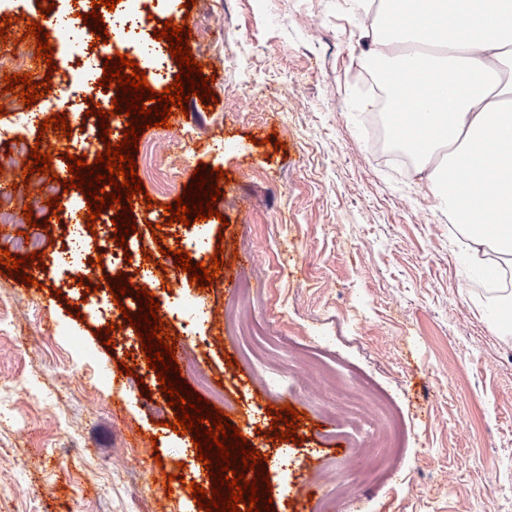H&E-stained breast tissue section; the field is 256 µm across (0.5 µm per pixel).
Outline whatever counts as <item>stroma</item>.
<instances>
[{"label": "stroma", "mask_w": 512, "mask_h": 512, "mask_svg": "<svg viewBox=\"0 0 512 512\" xmlns=\"http://www.w3.org/2000/svg\"><path fill=\"white\" fill-rule=\"evenodd\" d=\"M148 3L158 18L190 29L215 98L190 97L182 124L139 138L137 175L156 204L134 210L127 245L152 271L171 333L193 341L197 360L224 374L216 390L185 383L265 456L270 512H295L322 465L350 480L348 449L367 440L340 422L321 428L319 407L337 396L305 394L293 366L302 349L340 380L383 390L404 421L400 465L338 512H512V339L484 313L487 282L455 245L425 183L374 153L359 70L368 40L345 0ZM51 80L32 110L4 113L0 128L31 145L39 129L28 112L70 113L62 71ZM248 97L253 107L242 106ZM259 131L269 143H253ZM153 140L179 171L163 193L145 159ZM203 166L231 178L217 199L221 221L167 224L164 205ZM27 205L32 219L49 222L40 245L54 255L60 219L47 204L0 190V208L15 211L22 232ZM197 231L205 254L220 248L225 263L243 257L248 270L271 275L268 300L253 303L251 315L262 325L267 308L280 311L279 331L266 339L278 370L249 359L231 330L215 339L213 325L230 304L223 292L187 281L162 288L161 272L144 261L147 251L189 249ZM85 274L82 266L51 267L35 286L0 274V512H201L190 486L210 488L209 471L190 435L169 428L173 409L154 412L163 399L157 377L140 383L121 374L120 362L137 368L143 353L97 337L106 321L71 286ZM187 295L201 299L191 321L178 315ZM236 368L251 373L260 405L237 392ZM286 404L302 416L283 463L266 436L267 408ZM132 419L140 433L128 431ZM160 466L184 476L167 493L151 479Z\"/></svg>", "instance_id": "1"}]
</instances>
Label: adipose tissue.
I'll list each match as a JSON object with an SVG mask.
<instances>
[{
  "label": "adipose tissue",
  "instance_id": "1",
  "mask_svg": "<svg viewBox=\"0 0 512 512\" xmlns=\"http://www.w3.org/2000/svg\"><path fill=\"white\" fill-rule=\"evenodd\" d=\"M512 0H380L372 54L395 92L389 131L417 154L472 258L512 264ZM431 123L415 131L417 113Z\"/></svg>",
  "mask_w": 512,
  "mask_h": 512
}]
</instances>
